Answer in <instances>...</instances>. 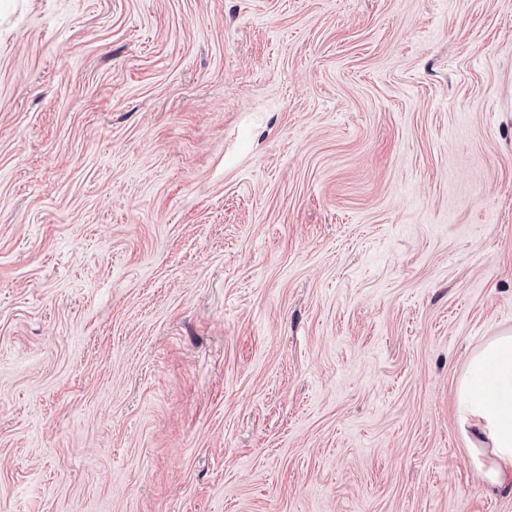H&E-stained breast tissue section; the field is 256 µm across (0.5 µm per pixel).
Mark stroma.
Wrapping results in <instances>:
<instances>
[{
	"label": "stroma",
	"mask_w": 512,
	"mask_h": 512,
	"mask_svg": "<svg viewBox=\"0 0 512 512\" xmlns=\"http://www.w3.org/2000/svg\"><path fill=\"white\" fill-rule=\"evenodd\" d=\"M507 328L512 0H0V512H512ZM459 426L489 484L512 481V329L490 336L455 385Z\"/></svg>",
	"instance_id": "stroma-1"
}]
</instances>
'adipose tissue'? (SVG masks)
Here are the masks:
<instances>
[{
    "mask_svg": "<svg viewBox=\"0 0 512 512\" xmlns=\"http://www.w3.org/2000/svg\"><path fill=\"white\" fill-rule=\"evenodd\" d=\"M459 426L487 483L512 481V329L489 337L455 385Z\"/></svg>",
    "mask_w": 512,
    "mask_h": 512,
    "instance_id": "adipose-tissue-1",
    "label": "adipose tissue"
}]
</instances>
